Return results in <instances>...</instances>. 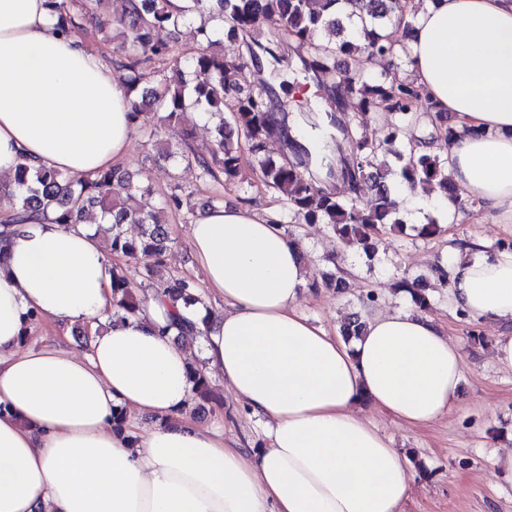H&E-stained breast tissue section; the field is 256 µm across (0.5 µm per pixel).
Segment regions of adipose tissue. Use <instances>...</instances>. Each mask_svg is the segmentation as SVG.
Here are the masks:
<instances>
[{
	"instance_id": "ef3b65f1",
	"label": "adipose tissue",
	"mask_w": 512,
	"mask_h": 512,
	"mask_svg": "<svg viewBox=\"0 0 512 512\" xmlns=\"http://www.w3.org/2000/svg\"><path fill=\"white\" fill-rule=\"evenodd\" d=\"M405 15L412 77L458 124L449 177L512 224V0H407ZM131 101L83 32L55 29L46 0H0L1 177L22 156L74 176L118 165ZM13 218L0 209V512H402L408 461L360 410L413 427L449 412L463 355L432 318L378 312L352 341L331 335L298 310L312 275L299 241L247 207L200 213L189 244L224 301L202 368L268 419L247 452L188 416L189 358L163 330L171 305L151 290L140 313L105 325L114 260L92 228ZM449 267L455 307L512 324V252L473 244ZM34 316L95 329L88 353L21 348ZM145 415L153 427H139Z\"/></svg>"
}]
</instances>
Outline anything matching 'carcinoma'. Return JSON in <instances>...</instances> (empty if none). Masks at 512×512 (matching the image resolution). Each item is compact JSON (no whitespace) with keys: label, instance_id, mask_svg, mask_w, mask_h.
I'll return each mask as SVG.
<instances>
[{"label":"carcinoma","instance_id":"carcinoma-1","mask_svg":"<svg viewBox=\"0 0 512 512\" xmlns=\"http://www.w3.org/2000/svg\"><path fill=\"white\" fill-rule=\"evenodd\" d=\"M101 2L47 0V6L62 33L94 19L99 28L110 24L118 31L116 65L125 71L123 80L136 96L132 107L136 126H144L151 112H162L166 121L178 123L190 106L219 116L213 140L201 148L194 145L189 131L175 150L153 132L157 158L198 168L226 187L237 183L247 162L292 220L323 224L344 246L368 257L374 253L373 238L380 228L399 223V205L388 177L395 176V185H420L452 195L445 146L456 139L457 128L448 121V113L435 111L422 98L412 78L402 75L409 58L406 38L387 31L388 22L405 15L402 0H317V8L310 6V0H182L178 8L170 0H127L125 13L110 22L97 14ZM195 21L199 50L188 68L204 79L191 85L185 72L176 68L161 72L156 87L141 88V68L165 64L170 39ZM346 29L348 37L332 45L323 42L324 33ZM161 31L166 37L158 36ZM226 36L238 42L237 51H224ZM281 46L290 50L304 77L315 80L333 104L298 125L300 137L289 134L288 113L277 111L272 83L244 89L238 81L242 69L261 70L279 60L276 49ZM364 54L377 60L383 72L377 76L366 72ZM338 112L349 114L342 126L336 122ZM380 112L390 116L387 134L373 142L362 130ZM427 123L434 129L429 136L407 143L400 138L403 128ZM338 171L347 179L342 192L334 188ZM366 182L375 196L364 204L359 192ZM2 196L15 205L19 223L40 213L52 223L68 226L83 221L92 208L107 219L98 225V233L108 235L109 250L141 265L138 282L123 270H112L115 301L108 312L112 321L136 313L140 291L150 286L162 289L173 306L205 305L198 287L166 269L165 263L166 253L175 245L165 210L189 206L190 200L173 194L158 205L151 191L135 185L132 174L119 166L77 177L35 166L23 156L10 181L0 184ZM125 224H137L141 231L129 236ZM395 287L410 293L416 307L429 306L425 283L403 279ZM364 326L362 314L356 312L343 323L340 334L346 339L358 336ZM170 327L182 344L202 335L185 316ZM200 365V360L193 361L189 375L194 398L206 400L209 379Z\"/></svg>","mask_w":512,"mask_h":512}]
</instances>
